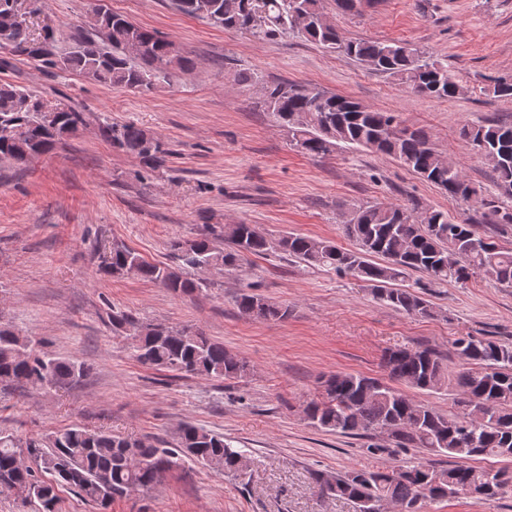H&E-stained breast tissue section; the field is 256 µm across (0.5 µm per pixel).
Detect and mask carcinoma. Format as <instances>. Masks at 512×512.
I'll list each match as a JSON object with an SVG mask.
<instances>
[{
    "mask_svg": "<svg viewBox=\"0 0 512 512\" xmlns=\"http://www.w3.org/2000/svg\"><path fill=\"white\" fill-rule=\"evenodd\" d=\"M14 0H0V37L14 43L24 56L47 71H76L88 80L120 89L152 93L170 85L175 71L194 63L182 48L154 31L130 22L101 5L112 25V37L99 39L82 30L60 45L56 31L46 27L36 36L9 13ZM182 13L226 29L256 37L292 34L353 58L386 73L419 95L455 98L465 86L448 67L420 47L396 40H346L327 17L323 0H174ZM261 103L288 134L289 147L312 158H323L341 147L365 149L396 158L407 170L463 201L496 216L495 224L512 225V206L480 197L462 170L445 159L428 134L411 128L393 112H383L351 98L319 88L277 84L263 89ZM89 124L87 113L72 105L53 103L12 83H0V159L24 163L60 148ZM100 137L115 150L137 158L152 170L164 165L163 141L133 122H98ZM460 135L491 165L497 185L512 198V124H465ZM351 249L328 239L300 234L281 236L276 247L306 268H321L351 276L384 304L408 314L431 316L424 293L398 288L411 272L428 283H465L483 275L512 285V247L480 235L475 225L459 222L432 209L422 215L411 208L383 202L354 206L343 224ZM270 241L254 224L207 225L191 240L173 244L182 266H159L115 243L104 270L115 277L133 276L182 294L204 284L193 273L237 265L245 256L260 255ZM244 314L265 320L288 318V307L261 295L243 292L236 298ZM112 332L131 336L136 358L159 371L224 380L250 375V365L201 332L174 330L142 323L127 312H114ZM458 355L473 368L455 376L429 348H397L384 355L391 379L435 391L453 383L461 388L457 410L445 414L410 400L398 389L371 377L336 373L323 381L320 399L305 407L316 428L351 436L388 434L395 447L421 448L433 456L454 459L448 467L419 461L399 469L374 465L342 474L319 473L316 483L326 494L353 502L358 512H387L394 504L422 512L428 503L457 497V487L471 496L489 499L512 493V471L469 464L478 456L512 458V346L470 334L453 340ZM85 376L76 362L37 353L30 341L0 326V389L15 385L62 387ZM27 456L35 466L21 463ZM186 461L236 479L246 476L250 455L232 440L190 423L182 424L173 442L132 439L73 426L44 439L25 442L0 436V494L35 500L41 512H56L58 493L69 490L99 512L130 491H149L163 476Z\"/></svg>",
    "mask_w": 512,
    "mask_h": 512,
    "instance_id": "carcinoma-1",
    "label": "carcinoma"
}]
</instances>
